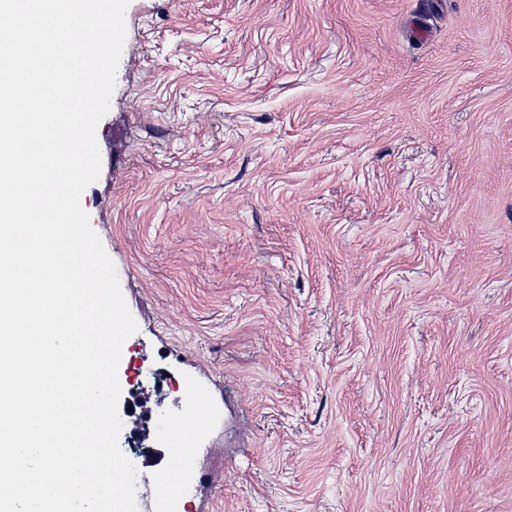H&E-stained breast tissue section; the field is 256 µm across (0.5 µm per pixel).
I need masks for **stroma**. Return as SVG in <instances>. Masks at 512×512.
<instances>
[{"label": "stroma", "instance_id": "1", "mask_svg": "<svg viewBox=\"0 0 512 512\" xmlns=\"http://www.w3.org/2000/svg\"><path fill=\"white\" fill-rule=\"evenodd\" d=\"M81 196L194 512H512V0H131ZM185 393L186 414L165 428L167 450L180 460V470L169 482L160 474L142 467L137 481L139 512H186L184 480L195 472L201 441L209 431L210 419L200 389L189 384Z\"/></svg>", "mask_w": 512, "mask_h": 512}]
</instances>
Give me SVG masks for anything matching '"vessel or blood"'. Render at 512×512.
<instances>
[{"instance_id":"vessel-or-blood-1","label":"vessel or blood","mask_w":512,"mask_h":512,"mask_svg":"<svg viewBox=\"0 0 512 512\" xmlns=\"http://www.w3.org/2000/svg\"><path fill=\"white\" fill-rule=\"evenodd\" d=\"M185 400V415L165 429L168 450L179 459L180 469L167 481L150 469L140 470L136 494L139 512H187L184 480L195 471V459L209 430L210 418L197 386H188Z\"/></svg>"}]
</instances>
